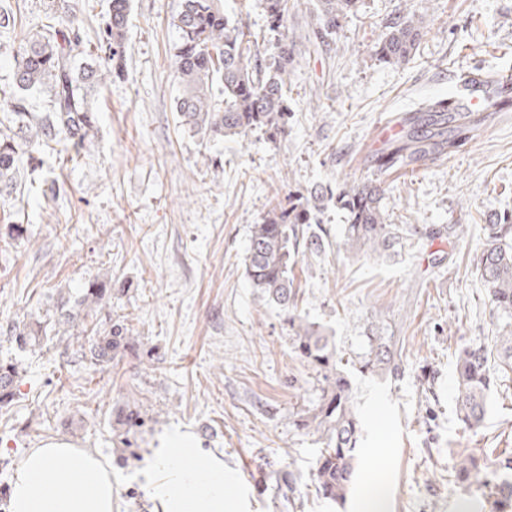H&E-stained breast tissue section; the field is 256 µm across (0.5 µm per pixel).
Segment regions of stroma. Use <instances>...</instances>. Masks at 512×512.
<instances>
[{
	"label": "stroma",
	"mask_w": 512,
	"mask_h": 512,
	"mask_svg": "<svg viewBox=\"0 0 512 512\" xmlns=\"http://www.w3.org/2000/svg\"><path fill=\"white\" fill-rule=\"evenodd\" d=\"M44 0H0V87ZM179 0H131L126 66L97 88L89 155L51 160L63 194L0 211V364L18 369L0 408V512L27 450L50 439L104 457L115 512H159L142 488L147 449L165 433H190L224 461L239 512H357L371 481L387 486L386 512H461L482 497L455 479L459 455L484 454L489 470L512 456V378L494 388L484 423L456 415L455 353L490 340L505 322L475 258L487 227L512 214V111L449 123L460 142L415 173L376 163L372 134L390 115L452 99L472 68L512 71V0H360L336 33L313 43L309 6L288 13L300 36L288 85V134L257 130L205 148L175 112L178 80L169 25ZM422 15L426 34L406 64L374 51L395 17ZM367 180L385 190L389 220L413 227L462 224L452 242L415 240L393 260L337 256L345 224L337 196ZM318 193L328 246L300 252L293 306L257 297L244 257L251 228L272 199ZM22 237L11 239L12 225ZM111 277L101 329L124 324L112 362L91 366L85 336H47L19 347L11 325L42 316L58 293L77 299L93 277ZM324 329L346 355L382 331L397 343L401 374L382 379L348 367L360 422L355 472L344 503L318 495L315 435L290 416L311 407L322 378L295 348L290 315ZM140 413L132 427L127 410Z\"/></svg>",
	"instance_id": "35a3bbf8"
}]
</instances>
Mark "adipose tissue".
<instances>
[{"instance_id":"obj_1","label":"adipose tissue","mask_w":512,"mask_h":512,"mask_svg":"<svg viewBox=\"0 0 512 512\" xmlns=\"http://www.w3.org/2000/svg\"><path fill=\"white\" fill-rule=\"evenodd\" d=\"M63 463L71 474L64 484ZM142 476L162 512H230L223 461L197 450L188 433L175 430L161 438ZM10 512H113L112 468L63 440L30 449L16 465Z\"/></svg>"}]
</instances>
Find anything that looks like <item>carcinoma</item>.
Segmentation results:
<instances>
[{"label": "carcinoma", "instance_id": "carcinoma-1", "mask_svg": "<svg viewBox=\"0 0 512 512\" xmlns=\"http://www.w3.org/2000/svg\"><path fill=\"white\" fill-rule=\"evenodd\" d=\"M312 35L336 31L339 22L356 8L359 0H315ZM271 31L277 33L275 52H261L253 34L224 14L222 0H180L170 26L176 33L172 65L181 86L175 101L183 125L202 138L222 142L262 130L272 137L286 133L288 123V76L295 61L296 41L288 36L289 7L300 0H261ZM129 0H112L110 21L103 43L109 51L112 70L123 72L126 56ZM80 23L71 0H50L36 25V32L21 44L15 56V84L18 92L9 96L6 120L16 130L0 135V197H5L22 168L33 172L44 158L64 146L69 159L80 156L93 138L97 113L89 106L95 88L104 74L91 61L97 53L80 34ZM424 36L423 16H400L387 25L375 50L376 57L391 65L409 61ZM41 89L48 94L44 108L33 111L27 92ZM437 100L425 105L426 114L416 117L405 134L390 141L379 153L382 169H407L425 161L450 155L457 141L448 135V122L465 121L464 112L450 115ZM339 200L347 212V224L336 243L337 252L377 256H397L406 247L399 224L387 223L384 193L373 182L343 189ZM309 223L303 203L289 208L273 206L261 223L252 227L246 251V272L252 288L264 300L283 309L292 301L291 276L299 248L318 252L323 239L300 235V226ZM489 234L477 267L497 309L507 318L494 339V350L484 344L462 348L456 357L459 387L457 416L466 427L481 425L487 403L499 382L512 371V219L488 225ZM458 238L464 225L450 224L448 230H422L433 240L443 235ZM112 296V279L95 277L87 282L75 304L59 295L53 308L46 310V321L39 319L10 332L25 345L28 340L52 328H71L81 321V333L94 337L90 361L101 365L112 361L125 340L124 328L115 325L100 331L94 314L105 298ZM297 338V352L322 377L318 402L303 412L293 425L318 435L323 448L316 462L319 493L342 503L354 474V451L358 441V421L353 410L352 386L344 370V358L319 327L299 317L288 319ZM396 342L391 336H368L361 356V369L377 375L396 376ZM500 362L491 371V357ZM17 367L0 365V404L13 398ZM455 478L464 488L489 489L495 512H512V480L489 477L487 466L474 454L455 463Z\"/></svg>", "mask_w": 512, "mask_h": 512}]
</instances>
